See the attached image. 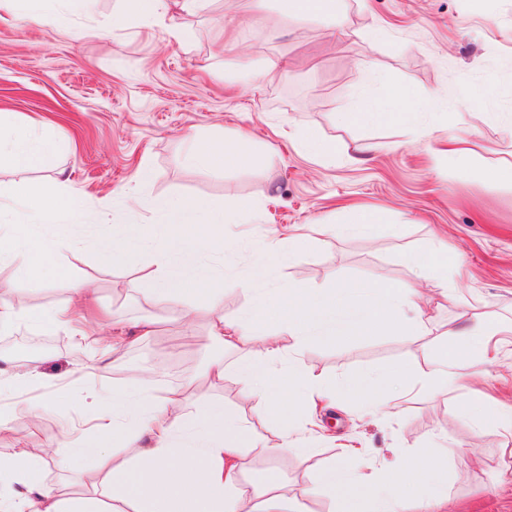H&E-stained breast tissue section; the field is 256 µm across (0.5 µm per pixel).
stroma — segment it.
Wrapping results in <instances>:
<instances>
[{"label":"stroma","mask_w":512,"mask_h":512,"mask_svg":"<svg viewBox=\"0 0 512 512\" xmlns=\"http://www.w3.org/2000/svg\"><path fill=\"white\" fill-rule=\"evenodd\" d=\"M116 15L124 18L118 29L111 25ZM176 17L194 30L191 42L169 39L131 12L127 0H98L93 14H75L74 24L88 32L79 41L24 14L0 20V130L33 125L60 144L47 164L0 169V189L55 179L85 206L109 207L136 222L149 216L154 197H203L235 209L243 239L344 219L351 206L398 212L399 225H379L368 236L316 237L290 263L272 268L265 284L323 288L336 276L409 281L404 252L459 256L447 301H440L435 278L419 284L427 335L381 333L308 353L336 381L365 373L393 381L399 367L412 368L411 400L394 416L364 418L343 404L314 410L327 433L312 438L314 454H250L244 478L257 483L275 471L301 512H333L330 492L313 480L336 447L354 444L367 465L384 470L404 453L442 444L449 450L442 468L447 512H512V484L500 482L512 467V433L475 430L457 405L461 396L512 405V341L480 364L458 394H443L421 376L462 313L487 312L512 324V0H344L331 44L323 37L326 21H284L275 0L262 11L251 0H211ZM272 62L273 78L237 77ZM394 86L420 100L423 134H410L392 115L369 126L337 123L339 108L363 95L386 98ZM478 89L485 92L479 102ZM298 128L335 143V160L308 155L292 137ZM459 128L474 133L469 159L429 147L430 137ZM235 130L250 133L249 166L216 170L185 162L189 136L221 138ZM358 144L371 150L356 162ZM143 163L153 179L139 186L134 175ZM153 260L144 251L107 263L96 234L84 233L40 277L0 265V291L35 312L66 303L71 284L94 288L100 313L85 329L104 340L115 334L113 319L158 321L155 336L101 369L75 349L67 329L51 330V347L36 357L44 379L24 395L43 403L41 419L30 425L12 402L0 403L11 416L0 430V456L17 452L31 432L50 455L63 454L67 422H91L83 411L87 389L130 384L133 366L163 368L164 385L189 384L191 400L232 406L264 431L258 402L241 394L234 378L220 386L204 378L213 359L231 365L239 357L212 338L213 313L187 318L183 310L194 299L158 305L140 293ZM217 263L224 270V316L240 317L251 302L238 285L244 256L227 250Z\"/></svg>","instance_id":"stroma-1"}]
</instances>
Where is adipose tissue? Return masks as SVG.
Returning a JSON list of instances; mask_svg holds the SVG:
<instances>
[{
	"instance_id": "1",
	"label": "adipose tissue",
	"mask_w": 512,
	"mask_h": 512,
	"mask_svg": "<svg viewBox=\"0 0 512 512\" xmlns=\"http://www.w3.org/2000/svg\"><path fill=\"white\" fill-rule=\"evenodd\" d=\"M46 2L0 0V15L22 11L48 29L84 38V31L73 26L71 10L92 13L95 0H57L51 9ZM250 142L241 130L221 143L196 139L185 160L208 168L245 166L252 161ZM55 149L54 141L28 129L0 135V167L23 170L43 163ZM150 211L158 215V222L124 225L121 242H114L106 231L101 234V254L114 262L155 249L144 295L169 304L192 294L217 313L224 305L223 277L202 262L201 250L220 253L235 247V239L224 235L233 216L207 199L173 195L154 198ZM82 213L77 202L61 205L54 181L24 182L11 194H0V264L32 272L37 255L71 249L68 236L46 234L45 228L65 217L79 221ZM396 221L391 213L360 210L347 221L315 224L310 232H295L285 240L273 234L254 240L249 272L239 281L251 303L240 318L218 317L211 334L226 348L246 347L234 374L242 392L260 403L269 423L265 435H255L244 415L223 405L202 403L187 410L184 388L158 390L152 384L153 372L141 370L134 385L91 393L85 408L93 421L92 432L82 435L66 455L49 456L30 434L19 451L0 457V512H300L295 502L279 494L275 481H267L259 499L241 482L249 450L260 448L271 455L299 450L315 423L307 418L288 420L283 411L310 406L318 398L357 403L370 417L393 410L398 396L383 378L367 373L329 384L306 352L312 346L381 332L420 335L424 322L417 283L433 273L439 286L447 287L448 256L439 254L431 262L419 253H405L413 278L401 283L366 280L329 288H267L263 282L272 267L288 264L312 235H367L375 225ZM90 295V289L72 288L65 306L37 313L1 298L0 331L19 324L68 327L77 349L95 347L102 357L120 360L124 337L100 344L78 325ZM500 331L499 322L489 316L466 320L453 343L434 357L424 378L453 392L456 379L486 357L491 338ZM285 336L293 337L292 345L282 344ZM43 377L34 362L1 363L0 399L19 397ZM84 457L93 458L94 467L81 493L45 487L41 474L48 465L66 470L73 460ZM315 484L332 494L340 512H407L410 489L416 495L414 503L425 512H446L448 505L440 461L426 451L403 455L384 476L362 463L356 450L343 447L334 462L317 473Z\"/></svg>"
}]
</instances>
